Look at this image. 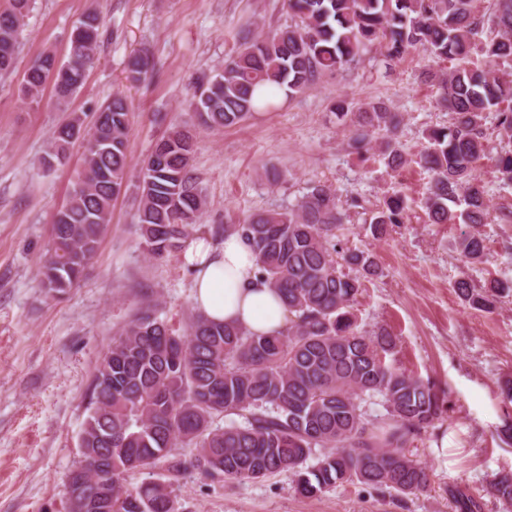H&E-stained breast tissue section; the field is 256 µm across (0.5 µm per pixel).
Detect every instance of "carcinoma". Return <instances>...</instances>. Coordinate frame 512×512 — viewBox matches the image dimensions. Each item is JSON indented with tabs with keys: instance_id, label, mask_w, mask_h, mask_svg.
Segmentation results:
<instances>
[{
	"instance_id": "carcinoma-1",
	"label": "carcinoma",
	"mask_w": 512,
	"mask_h": 512,
	"mask_svg": "<svg viewBox=\"0 0 512 512\" xmlns=\"http://www.w3.org/2000/svg\"><path fill=\"white\" fill-rule=\"evenodd\" d=\"M31 0H10L0 11V73L12 69ZM293 23L249 37L224 60V68L199 87L194 108L210 128L236 126L278 107L277 97L305 92L319 79L357 62L379 47L389 63L423 51L448 61V70H426L438 101L452 114L447 126L427 131L420 162L431 174L425 211L431 224H485L490 216L478 174L487 156L486 119L495 114L498 134L512 140V0H286ZM101 36L97 12H86L73 30L64 60L34 58L20 87L38 104L55 78L57 103L83 86ZM480 58H474L475 53ZM152 64L134 55L128 79L147 78ZM332 114L349 127L350 145L369 151L376 136L385 166L403 167L397 147L401 119L383 101L361 105L345 98ZM74 116L52 132L44 163L85 141L84 168L69 203L51 226L43 264L47 292L66 293L81 277L110 223L112 199L127 178L130 108L115 95L81 134ZM193 137L175 129L158 142L143 167L137 224L155 255L182 247L202 223L206 200L191 160ZM501 179L512 183V151L492 158ZM358 198L340 203L336 190L313 181L297 207L267 210L240 224L237 233L257 257L258 275L280 296L289 319L276 335H258L197 315L180 334L155 311H138L112 340L94 376L79 434V479L66 490L68 512H177L171 486L126 478L164 461L177 475L183 462L173 450L196 449L194 466L214 477L254 480L294 473L295 491L315 496L360 483L400 497L430 487L427 467L406 447L441 417L446 390L412 377L387 361L396 340L385 330L362 333L355 306L362 280L379 274L375 256L337 249V232ZM407 220L404 195L383 198L369 230L385 235ZM459 254L469 262L486 256L484 238L465 233ZM349 272H344L343 267ZM356 274H351V271ZM469 307L492 311L512 287L493 282L479 290L456 283ZM380 406L384 413H373ZM224 418V426L216 420ZM316 448L324 449L313 457ZM315 461H310V458ZM455 512H482L481 497L466 486L445 490ZM488 493L512 504V473L501 472Z\"/></svg>"
}]
</instances>
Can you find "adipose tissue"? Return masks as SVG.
<instances>
[{"instance_id":"ef3b65f1","label":"adipose tissue","mask_w":512,"mask_h":512,"mask_svg":"<svg viewBox=\"0 0 512 512\" xmlns=\"http://www.w3.org/2000/svg\"><path fill=\"white\" fill-rule=\"evenodd\" d=\"M182 259L194 274L195 306L209 320L259 335L284 330L288 313L276 292L260 281L256 256L242 237L228 234L219 244L196 239Z\"/></svg>"}]
</instances>
